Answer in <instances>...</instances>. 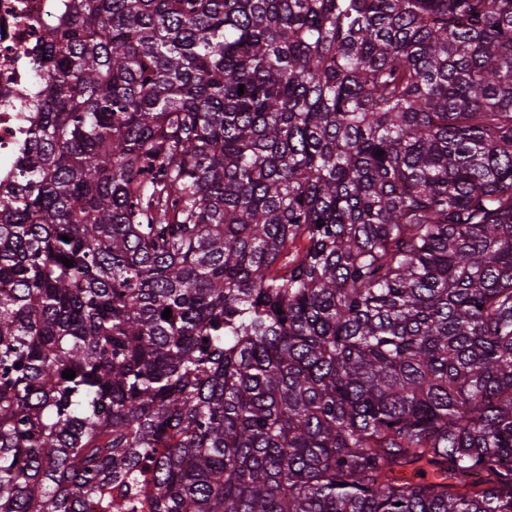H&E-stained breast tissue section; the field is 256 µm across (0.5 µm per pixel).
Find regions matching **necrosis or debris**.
<instances>
[{
  "label": "necrosis or debris",
  "instance_id": "1",
  "mask_svg": "<svg viewBox=\"0 0 512 512\" xmlns=\"http://www.w3.org/2000/svg\"><path fill=\"white\" fill-rule=\"evenodd\" d=\"M64 0H0V186L11 182L37 120L39 80L31 65Z\"/></svg>",
  "mask_w": 512,
  "mask_h": 512
}]
</instances>
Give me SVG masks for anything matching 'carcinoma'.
<instances>
[{"mask_svg":"<svg viewBox=\"0 0 512 512\" xmlns=\"http://www.w3.org/2000/svg\"><path fill=\"white\" fill-rule=\"evenodd\" d=\"M32 63L0 512H512V0H66Z\"/></svg>","mask_w":512,"mask_h":512,"instance_id":"obj_1","label":"carcinoma"}]
</instances>
